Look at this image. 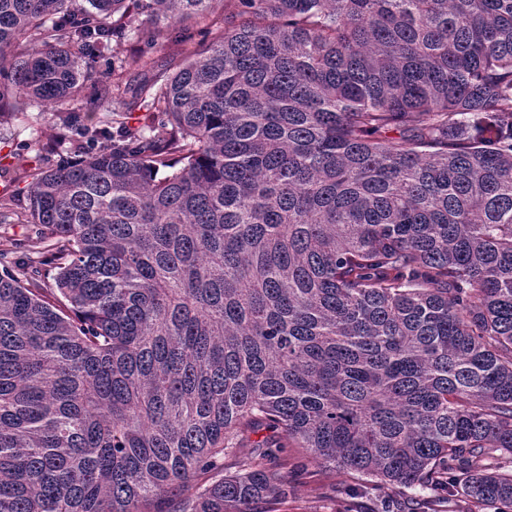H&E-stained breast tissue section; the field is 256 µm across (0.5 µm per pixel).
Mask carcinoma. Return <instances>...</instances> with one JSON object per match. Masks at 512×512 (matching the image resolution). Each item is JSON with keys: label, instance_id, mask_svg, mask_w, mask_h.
Masks as SVG:
<instances>
[{"label": "carcinoma", "instance_id": "1", "mask_svg": "<svg viewBox=\"0 0 512 512\" xmlns=\"http://www.w3.org/2000/svg\"><path fill=\"white\" fill-rule=\"evenodd\" d=\"M215 2L0 0V107L121 103L14 156L0 512H278L288 447L512 512V0H225L173 74L92 79Z\"/></svg>", "mask_w": 512, "mask_h": 512}]
</instances>
